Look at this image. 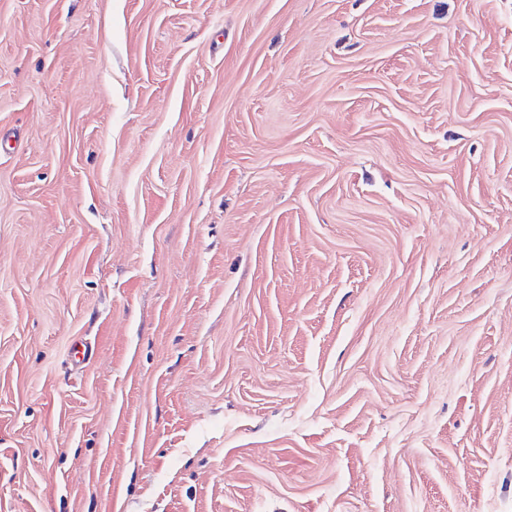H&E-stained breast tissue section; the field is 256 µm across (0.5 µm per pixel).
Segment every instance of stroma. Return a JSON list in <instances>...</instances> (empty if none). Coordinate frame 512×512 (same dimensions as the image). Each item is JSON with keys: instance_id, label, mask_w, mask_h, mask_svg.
Wrapping results in <instances>:
<instances>
[{"instance_id": "1", "label": "stroma", "mask_w": 512, "mask_h": 512, "mask_svg": "<svg viewBox=\"0 0 512 512\" xmlns=\"http://www.w3.org/2000/svg\"><path fill=\"white\" fill-rule=\"evenodd\" d=\"M0 512H512V0H0Z\"/></svg>"}]
</instances>
